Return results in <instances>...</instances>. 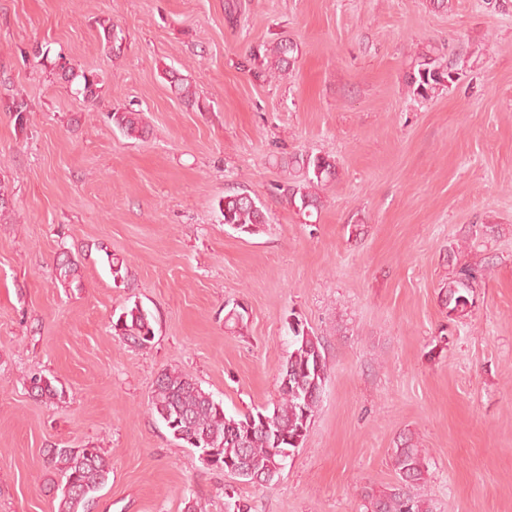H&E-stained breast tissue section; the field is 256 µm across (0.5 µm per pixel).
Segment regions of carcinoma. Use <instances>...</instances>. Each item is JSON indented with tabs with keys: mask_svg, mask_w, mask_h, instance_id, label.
Here are the masks:
<instances>
[{
	"mask_svg": "<svg viewBox=\"0 0 512 512\" xmlns=\"http://www.w3.org/2000/svg\"><path fill=\"white\" fill-rule=\"evenodd\" d=\"M105 47L120 49L122 30L112 21L100 22ZM269 71L286 75L296 62L297 44L282 40L268 49ZM51 72L68 84H76L75 93L89 103L99 98L100 79L92 71L78 68L60 56L49 61ZM170 88L188 105L200 106V99L188 79L168 72ZM456 80L451 65H443L430 54L418 56L408 74V83L416 95L426 98L437 89ZM14 113L18 125L26 123L28 105L19 97L5 103ZM106 118L124 135L140 139L146 133L142 113L127 108H114ZM282 171L288 174L286 184L278 186L288 204L307 217L322 206L320 189L336 177L334 160L325 155L295 152L280 159ZM224 224L247 234H256L268 224L262 203L245 190H234L218 201ZM57 278L68 286H81L80 260L67 252L57 257ZM485 276V267L462 265L448 278L445 305L448 319L453 321L468 313L473 305L474 288ZM115 335L139 348L148 347L155 337L150 315L139 305L123 311L112 323ZM293 350L281 369L280 378L288 384L280 385L281 398L273 410H258L241 418L228 416L221 402L206 392L190 375L180 371L160 374L154 384L149 410L163 424L177 423L169 429L180 434L178 440L195 448L202 442L207 448L217 449L216 457L205 466L229 470L244 468L250 476L275 482L280 474L282 457L276 449L295 448V440L305 439L319 398L327 379V363L323 346L317 337L301 331L292 335ZM34 394L54 399L58 389L40 371L27 379ZM396 481L377 493L365 487L362 496L368 512H430L423 492L425 464L421 449L412 439L405 438L392 449ZM48 463L59 472L60 495L54 512H92L98 493L105 488L112 473V464L96 446L84 448H51Z\"/></svg>",
	"mask_w": 512,
	"mask_h": 512,
	"instance_id": "obj_1",
	"label": "carcinoma"
}]
</instances>
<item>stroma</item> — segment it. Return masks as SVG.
<instances>
[{"instance_id": "1", "label": "stroma", "mask_w": 512, "mask_h": 512, "mask_svg": "<svg viewBox=\"0 0 512 512\" xmlns=\"http://www.w3.org/2000/svg\"><path fill=\"white\" fill-rule=\"evenodd\" d=\"M282 39L298 58L273 77L264 51ZM38 46L97 73V102ZM422 52L459 73L427 99L407 82ZM14 95L29 112L22 132L0 109V512H53L48 450L90 444L112 463L95 512H229L234 497L365 512L404 436L432 512H512V0H0V98ZM114 107L141 111L146 138L113 130ZM301 151L336 162L308 218L275 191L279 159ZM237 186L268 210L263 232L224 225L217 202ZM64 249L82 288L56 278ZM464 264L486 277L452 321L444 290ZM136 304L154 317L143 349L112 332ZM293 317L328 378L302 446L256 487L205 467L148 402L177 370L227 415L273 409ZM35 370L61 397L31 394ZM168 77L170 88L176 96L183 99L188 105L192 107L197 106L198 109H201L200 99L197 98L196 92L193 91L192 85L188 82L187 78H183L182 75L174 71H169Z\"/></svg>"}]
</instances>
